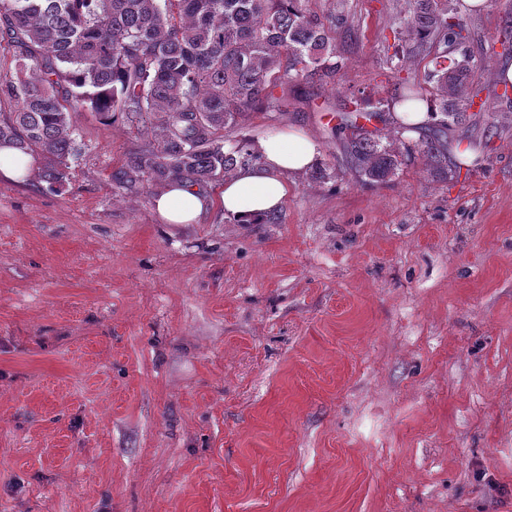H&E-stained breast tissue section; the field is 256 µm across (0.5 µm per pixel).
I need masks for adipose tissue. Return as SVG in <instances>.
<instances>
[{
  "label": "adipose tissue",
  "mask_w": 512,
  "mask_h": 512,
  "mask_svg": "<svg viewBox=\"0 0 512 512\" xmlns=\"http://www.w3.org/2000/svg\"><path fill=\"white\" fill-rule=\"evenodd\" d=\"M258 163L242 166L226 178L218 195L186 183L166 186L153 199L154 207L167 224H192L221 203L224 216L238 224H258L284 205L290 179L313 167L320 159L318 141L291 129L264 136L256 141Z\"/></svg>",
  "instance_id": "1"
}]
</instances>
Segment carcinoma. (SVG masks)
I'll return each instance as SVG.
<instances>
[{
	"label": "carcinoma",
	"mask_w": 512,
	"mask_h": 512,
	"mask_svg": "<svg viewBox=\"0 0 512 512\" xmlns=\"http://www.w3.org/2000/svg\"><path fill=\"white\" fill-rule=\"evenodd\" d=\"M452 0H405L397 17L402 69L429 59L424 82L402 101L426 100L434 126L413 144L381 112L345 114L334 128L343 173L366 185L390 182L405 159L449 176L448 138L485 90L483 60L465 46ZM336 15L308 12L303 0H0V42L14 71L0 74V143L42 160L59 192L83 144L71 113L90 110L151 135L112 173L138 193L174 180L220 183L259 156L247 139L226 143L224 129L258 110H279L275 89L336 85L345 58L330 35Z\"/></svg>",
	"instance_id": "obj_1"
}]
</instances>
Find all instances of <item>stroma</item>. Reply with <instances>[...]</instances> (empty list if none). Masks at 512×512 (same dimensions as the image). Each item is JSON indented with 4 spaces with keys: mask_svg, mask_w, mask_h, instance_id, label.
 <instances>
[{
    "mask_svg": "<svg viewBox=\"0 0 512 512\" xmlns=\"http://www.w3.org/2000/svg\"><path fill=\"white\" fill-rule=\"evenodd\" d=\"M335 12L347 59L227 140L296 127L335 165L352 92L387 109L426 62L396 0ZM512 0L462 12L474 53ZM458 178L294 177L275 222L165 224L112 181L148 142L73 113L65 191L0 181V512H512V100Z\"/></svg>",
    "mask_w": 512,
    "mask_h": 512,
    "instance_id": "35a3bbf8",
    "label": "stroma"
}]
</instances>
